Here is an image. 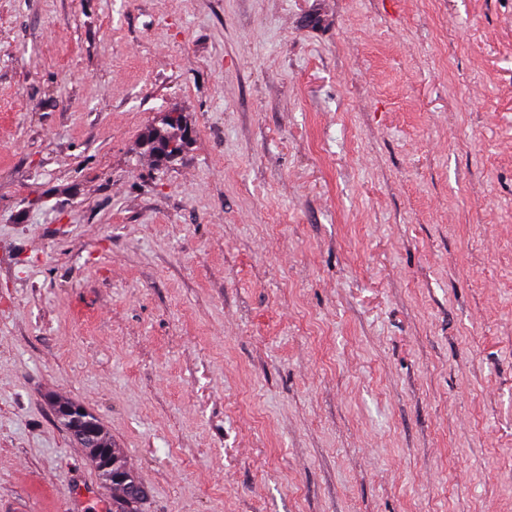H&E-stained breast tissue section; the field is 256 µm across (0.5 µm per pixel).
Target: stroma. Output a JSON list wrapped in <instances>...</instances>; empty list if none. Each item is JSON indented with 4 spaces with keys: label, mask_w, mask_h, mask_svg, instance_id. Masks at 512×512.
I'll list each match as a JSON object with an SVG mask.
<instances>
[{
    "label": "stroma",
    "mask_w": 512,
    "mask_h": 512,
    "mask_svg": "<svg viewBox=\"0 0 512 512\" xmlns=\"http://www.w3.org/2000/svg\"><path fill=\"white\" fill-rule=\"evenodd\" d=\"M66 401L145 512H512V0H0V512H112ZM146 136V140L149 142L163 143L176 141L183 147L184 138L181 117H175L173 114L166 115L162 120V126L151 128ZM82 424H88L96 430V442L99 448H86L90 457L100 469L103 479L112 484V512H139L147 499L144 486L138 480L134 472L128 467L122 454L117 448H113L112 438L101 423L93 415L83 411ZM113 465V467H112ZM120 470L126 476L125 483L110 481L106 477L112 474V470ZM129 487H137L138 493L132 494Z\"/></svg>",
    "instance_id": "35a3bbf8"
}]
</instances>
